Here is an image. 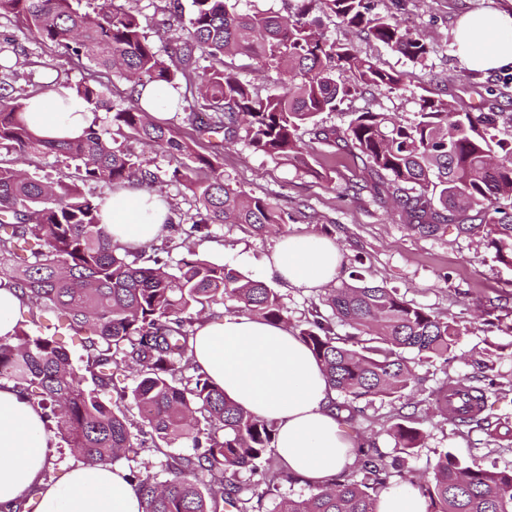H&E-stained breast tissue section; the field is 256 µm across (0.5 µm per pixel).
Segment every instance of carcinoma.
I'll return each instance as SVG.
<instances>
[{"label":"carcinoma","mask_w":512,"mask_h":512,"mask_svg":"<svg viewBox=\"0 0 512 512\" xmlns=\"http://www.w3.org/2000/svg\"><path fill=\"white\" fill-rule=\"evenodd\" d=\"M80 2L0 0V18H20L39 43L88 61L87 77L73 90L106 111L105 125L50 141L23 119L29 94L0 92L1 151L77 162L74 174L54 181L0 162V289L17 288L28 300L15 333L0 338V378L24 390L47 429L85 464H113L148 444L161 453L163 444L192 442L194 453L166 463L165 480L147 470L128 474L141 512H223L228 506L247 512L253 501L259 509L278 481L297 480L272 455L275 426L226 398L206 375L185 374V355L198 316L210 305L233 301L253 316L285 323L280 296L192 250L174 266L165 250L151 245L116 251L101 225V203L81 185L157 186L159 169L118 142L133 137L178 161L169 179L192 194L196 207L189 227L171 225L185 238H208L214 224L261 235L286 216L272 201L226 185L218 156L143 110L138 87L176 88L182 81L195 87L188 108L209 113L203 130L227 138L242 131L248 145L275 158L295 159L312 143L334 147L377 176L379 201L389 198L400 207L411 231L430 237L456 224L510 267L512 213L497 203L512 200V138L494 134L499 113L475 114L439 95L421 96L411 120L366 111L344 132L319 124L320 113L336 111L359 89H392L405 75L379 69L351 43L328 41L318 14L414 62L430 54L419 35L374 12L373 0H298L287 15L240 13L238 0H190L187 12L181 0H169L160 26L187 35L172 37L162 52L137 14L107 4L90 13ZM238 55L275 68L280 91L255 95L226 62ZM202 56L211 64L199 73ZM103 71L130 83L125 103L105 97ZM352 278L356 283L329 289L330 313L315 308L295 330L343 397L336 410L347 413L349 426L360 413L357 403L401 396L418 383L419 363L447 357L467 331L393 288L364 282L357 271ZM45 312L55 314L60 334L81 337L83 365L74 364L60 339L37 330ZM338 326L352 332L341 336ZM122 366L134 374L131 387L114 377ZM129 402L138 425L125 413ZM391 431L404 454L424 440L409 416ZM357 454L362 477L342 474L305 497L279 502L274 512H376L380 495L402 484L420 493L427 512H512L511 469L465 463L444 451L431 472L413 480L370 448L361 445ZM241 471L254 480L224 484L226 473Z\"/></svg>","instance_id":"1"}]
</instances>
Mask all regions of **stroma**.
Returning a JSON list of instances; mask_svg holds the SVG:
<instances>
[{
	"label": "stroma",
	"mask_w": 512,
	"mask_h": 512,
	"mask_svg": "<svg viewBox=\"0 0 512 512\" xmlns=\"http://www.w3.org/2000/svg\"><path fill=\"white\" fill-rule=\"evenodd\" d=\"M375 7L418 32L431 53L416 63L378 42H360L362 54L377 67L405 73L406 80L395 89L355 94L336 111L321 113L323 125L342 131L354 113L365 111L407 116L417 111L419 96L429 90L481 112L500 113L498 137L512 136V69H470L452 48L464 16L485 11L512 16V0H375ZM0 52L19 57L11 83L29 92L73 86L88 66L60 47L38 43L13 17L0 18ZM211 141L221 147L226 184L270 199L287 212L281 234L330 238L346 263H359L366 281L396 289L406 301L467 326L448 358L420 364L421 382L412 391L366 405L360 437L395 455L389 428L399 416L411 413L425 440L403 456L405 474H424L445 450L466 463L512 469V268L498 263L479 238L456 229L433 237L415 234L400 213L376 201L367 170L329 146L314 145L315 159L304 165L254 151L241 138L228 142L215 134ZM211 231V240L173 247L172 260L192 248L214 262L268 280L263 259L279 234L255 235L234 224H218ZM489 377L497 390L487 400L484 424L460 425L438 411L434 389L456 380L481 386Z\"/></svg>",
	"instance_id": "1"
}]
</instances>
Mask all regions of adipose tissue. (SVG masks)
Returning <instances> with one entry per match:
<instances>
[{
	"label": "adipose tissue",
	"instance_id": "ef3b65f1",
	"mask_svg": "<svg viewBox=\"0 0 512 512\" xmlns=\"http://www.w3.org/2000/svg\"><path fill=\"white\" fill-rule=\"evenodd\" d=\"M456 39L469 68L512 67V16H466ZM24 118L39 137L63 140L82 136L94 114L84 98L58 86L28 98ZM169 215L164 197L137 185L113 189L100 209L113 244L132 249L156 238ZM342 262L332 240L288 235L265 264L283 287L310 290L333 283ZM187 356L228 398L275 422L277 455L311 484H324L355 464V441L336 412L334 391L287 324L247 315L206 318L197 325ZM54 446L40 409L13 381L0 380V512H16L33 496L36 512H141L119 466L82 464L45 480Z\"/></svg>",
	"mask_w": 512,
	"mask_h": 512
}]
</instances>
